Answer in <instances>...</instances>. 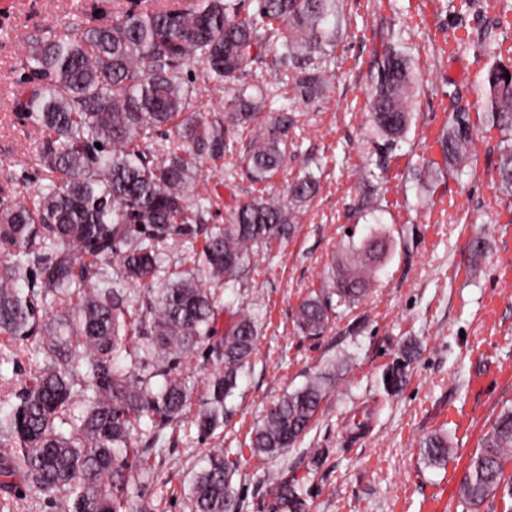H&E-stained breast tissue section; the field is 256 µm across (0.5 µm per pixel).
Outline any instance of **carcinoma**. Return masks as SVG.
<instances>
[{
    "instance_id": "obj_1",
    "label": "carcinoma",
    "mask_w": 512,
    "mask_h": 512,
    "mask_svg": "<svg viewBox=\"0 0 512 512\" xmlns=\"http://www.w3.org/2000/svg\"><path fill=\"white\" fill-rule=\"evenodd\" d=\"M112 0V21L53 27L29 43L13 111L38 135L20 163L47 181L32 195L24 183L0 185V335L18 356L41 337L44 364L19 386L0 419V477L24 476L37 490L64 492L68 512H152L144 483L151 466L134 425L147 418V440L178 428L190 409L185 374L207 342L216 368L193 421L210 434L224 422V400L237 386L259 334L257 318L238 315L216 328L215 289L244 286L260 275L262 257L287 241L318 192L309 172L291 177L284 195L267 184L296 156L284 139L296 128L297 102L328 88L323 46L336 0ZM281 74L261 72L269 53ZM369 100L375 134L388 149L412 121L413 77L392 44ZM512 71L493 64L482 80L488 130L512 133ZM227 88L224 112L208 96ZM283 106H270L274 97ZM470 113L452 114L440 138L448 163L469 156ZM249 136L244 151L239 139ZM101 144L96 148L95 144ZM223 162L224 179L241 172L257 185L250 200L224 203L202 180V166ZM497 183L512 193V144L500 153ZM225 212L195 249L197 234ZM381 244L371 240L332 261L328 291L305 297L295 315L307 336L326 332L336 308H350L371 290ZM189 254L194 267L175 258ZM119 266L108 270L112 259ZM147 288L142 301L128 285ZM62 314L49 316L47 299ZM130 358L121 365L120 356ZM164 379L154 390L151 379ZM330 374L270 403L250 435L256 455L274 457L312 426ZM82 404L81 415H74ZM69 423L65 433L56 422ZM427 459H448V437L433 434ZM238 453L209 451L208 466L189 489L190 512H239L231 479ZM512 407L494 419L468 463L462 496L478 506L502 492L512 498ZM271 491L283 512H303V486L282 476Z\"/></svg>"
}]
</instances>
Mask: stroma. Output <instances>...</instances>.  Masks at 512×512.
<instances>
[{
    "label": "stroma",
    "instance_id": "1",
    "mask_svg": "<svg viewBox=\"0 0 512 512\" xmlns=\"http://www.w3.org/2000/svg\"><path fill=\"white\" fill-rule=\"evenodd\" d=\"M94 0H0V178L30 192L43 185L17 155L34 142L10 110L29 39L83 16ZM336 38L326 48L334 75L325 99L300 104L299 154L290 171L319 181L296 232L267 261L265 275L245 289L221 293V321L242 312L261 333L238 387L225 402L228 420L210 438L195 425L165 431L149 463L147 495L154 512H187L194 476L209 448L240 450L232 478L239 512H280L266 492L267 471L299 480L305 512H467L458 499L468 459L499 412L512 405V287L500 288L496 267L512 242V215L491 176L503 137L477 129L470 166L450 167L439 140L452 112H484L479 86L490 66L483 48L512 45V0L496 9L483 0H336ZM406 53L415 78L414 117L397 148L380 150L369 123L368 95L386 41ZM464 41L468 49L451 52ZM384 174L373 208L359 210L364 190L355 171ZM382 236L387 249L380 282L359 305L340 310L318 337L302 335L294 316L321 288L333 256ZM501 299L493 314L485 303ZM417 354L405 384L385 391L384 372L406 346ZM334 371L316 425L300 444L276 457L255 455L250 433L266 406L309 376ZM365 419L353 432L354 420ZM447 435V461L421 449L433 433ZM322 450L313 463L314 450ZM0 512H65L64 500L27 482L0 488Z\"/></svg>",
    "mask_w": 512,
    "mask_h": 512
}]
</instances>
